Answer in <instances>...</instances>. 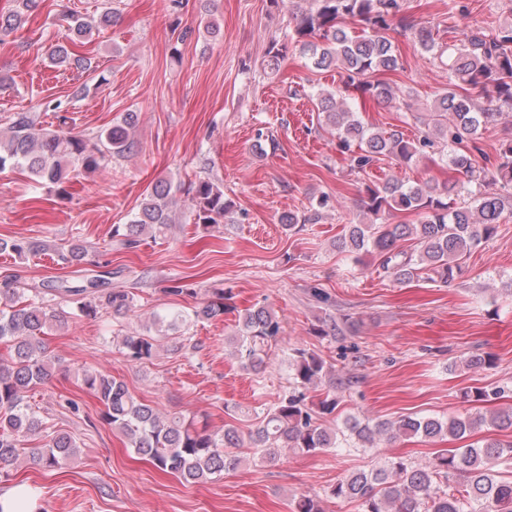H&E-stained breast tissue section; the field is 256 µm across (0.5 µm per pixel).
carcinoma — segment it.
Listing matches in <instances>:
<instances>
[{"label":"carcinoma","mask_w":512,"mask_h":512,"mask_svg":"<svg viewBox=\"0 0 512 512\" xmlns=\"http://www.w3.org/2000/svg\"><path fill=\"white\" fill-rule=\"evenodd\" d=\"M17 8L0 13V35L16 32L26 16L37 12L44 0H15ZM312 7L293 16L296 20L290 38L299 43L317 69L339 67L347 72L346 90L363 97L389 103L397 91L378 75L400 69V60L390 36L399 0H308ZM361 24L359 33L349 34L344 21ZM63 32L53 44L49 60L56 66L78 65L75 53L81 39L94 29H106L116 21V13L105 7L92 20L75 14L62 16ZM415 45L425 52L437 50L432 28L424 23L415 27ZM448 74L451 88L434 102L430 112L416 120L431 130L418 139L404 133L366 126L348 106L346 98L320 93L316 107L325 124L336 130L339 145L351 153L353 167L365 170L390 157L409 165L419 161L438 145L475 139L500 116L498 109L512 107V27L478 31L460 45L448 46ZM477 89L487 105L479 106L469 94ZM138 114L127 112L121 122L88 138L67 127L66 117L52 128L35 112H14L0 130V171L21 167L39 185L59 196L68 194L71 169L77 165L95 171L114 158L135 151L132 131ZM449 165L475 184L478 192L472 202L458 204L465 184L457 180L439 183L433 179L406 186L395 180L366 186L361 204L369 220L351 224L336 239V248L349 253H373L379 266L400 283L413 281L450 284L462 275L471 250L491 238L497 224L512 214V141L501 145L495 160L479 163L468 151L455 150ZM500 186L499 191L487 186ZM188 195L186 213L195 224H219L232 212L224 188L202 177L184 188L171 179L158 180L143 194L138 209L125 224L112 227L111 238L134 247L144 237H166L175 224L176 196ZM329 196L316 198L314 213L293 212L280 216L279 224L288 232L316 217ZM391 210L415 212L418 224H378L375 217ZM416 241L411 253L396 251L399 240ZM52 252L63 267L86 261L88 248L79 240L52 245L25 238L0 239V253L11 252L19 260ZM17 280L0 283V343L10 350V358L0 361V479L10 480V466L22 456L46 471L63 468L79 454L76 440L68 433L46 425L28 402L25 393L51 380L60 368L51 354L46 336L53 328L66 327L79 313L91 317L100 311L112 317H125L137 307L138 295L127 288H102L94 279L83 285L61 283L51 297L23 299ZM224 290L215 291L212 300L188 311L164 310L152 314L154 335L126 334L117 337V347L129 362L145 364L165 350L187 354L196 348L190 327L224 315ZM275 313L264 305L247 308L227 336L242 369L259 377L268 365L269 350L280 335ZM292 390L277 402L253 410V428L242 436L238 428L224 424L218 433L197 426L180 414L162 415L135 397L126 384L109 374L86 371L82 381L86 392L104 407L103 421L124 436L134 453L156 469L195 484L214 482L238 469L246 461L242 449L253 450L262 459L275 457L282 448L316 455L351 443L367 452L377 442L400 436L425 440L461 438L486 425L512 428V407L488 416L463 414L455 417H402L375 423L348 419L344 427L326 424L321 417L336 411V382H329L325 395L315 407L309 406V389L331 377L326 362L305 349L288 357ZM512 460V440H487L471 447L446 449L423 466L401 457L387 458L368 470L346 474L327 493L340 501L359 503L360 512H512V475L498 466ZM462 484L453 488L451 478Z\"/></svg>","instance_id":"1"}]
</instances>
